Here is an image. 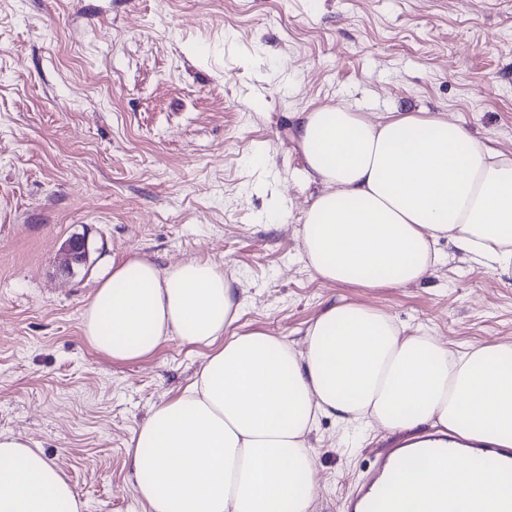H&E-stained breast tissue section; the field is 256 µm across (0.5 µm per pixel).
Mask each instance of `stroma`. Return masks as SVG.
Masks as SVG:
<instances>
[{
    "label": "stroma",
    "mask_w": 512,
    "mask_h": 512,
    "mask_svg": "<svg viewBox=\"0 0 512 512\" xmlns=\"http://www.w3.org/2000/svg\"><path fill=\"white\" fill-rule=\"evenodd\" d=\"M324 106L439 112L512 156V0H0V431L41 448L84 512H142L128 445L203 361L177 340L126 363L86 343L81 311L129 257L210 261L245 299L236 330L297 346L338 299L453 348L512 342V272L447 243L397 288L306 267L320 187L297 122ZM75 235L88 261L64 277ZM309 441L314 512H345L397 439L324 419Z\"/></svg>",
    "instance_id": "1"
}]
</instances>
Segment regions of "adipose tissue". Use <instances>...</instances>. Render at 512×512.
Returning <instances> with one entry per match:
<instances>
[{
  "label": "adipose tissue",
  "instance_id": "1",
  "mask_svg": "<svg viewBox=\"0 0 512 512\" xmlns=\"http://www.w3.org/2000/svg\"><path fill=\"white\" fill-rule=\"evenodd\" d=\"M305 173L322 190L304 214V255L323 281L393 288L423 280L441 240L512 270V157L434 112L374 121L346 107L301 113ZM244 301L215 264L132 257L81 312L97 353L118 362L176 339L203 348L193 383L156 405L127 465L146 512H314L309 437L321 419L349 429L512 448V342L461 350L409 333L387 312L338 300L307 326L302 349L234 331ZM402 512L432 501L501 512L512 481L467 463L404 464ZM0 512H84L40 449L0 432Z\"/></svg>",
  "mask_w": 512,
  "mask_h": 512
}]
</instances>
